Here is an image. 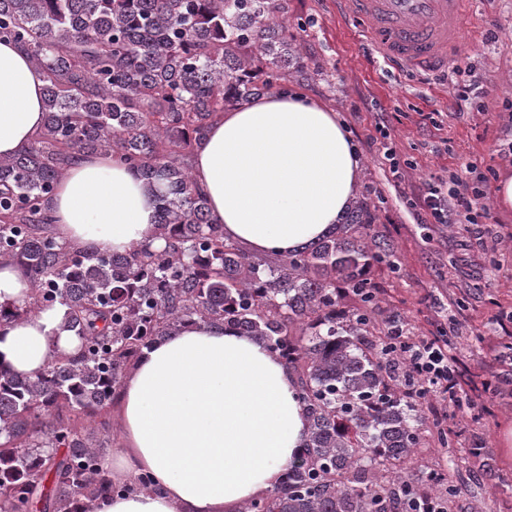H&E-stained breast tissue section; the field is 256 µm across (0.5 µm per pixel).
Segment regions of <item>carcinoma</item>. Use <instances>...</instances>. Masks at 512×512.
Returning <instances> with one entry per match:
<instances>
[{
	"label": "carcinoma",
	"mask_w": 512,
	"mask_h": 512,
	"mask_svg": "<svg viewBox=\"0 0 512 512\" xmlns=\"http://www.w3.org/2000/svg\"><path fill=\"white\" fill-rule=\"evenodd\" d=\"M287 18L288 0H0V41L46 81L42 131L0 158V261L32 281L23 304L0 305V323L59 304L81 340L35 373L0 368V512H83L85 498L150 489L147 476L113 482L72 417H101L143 349L190 324L264 343L296 374L309 421L280 487L239 512H411L419 500L454 512L453 484L421 455L448 434L386 368L369 273L397 258L370 194L328 236L261 259L224 238L188 168L218 116L323 74ZM85 153L164 184L163 248L88 253L57 238L49 201ZM344 295L355 304L340 310Z\"/></svg>",
	"instance_id": "obj_1"
}]
</instances>
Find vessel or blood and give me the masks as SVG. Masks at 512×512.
I'll list each match as a JSON object with an SVG mask.
<instances>
[{"instance_id": "vessel-or-blood-1", "label": "vessel or blood", "mask_w": 512, "mask_h": 512, "mask_svg": "<svg viewBox=\"0 0 512 512\" xmlns=\"http://www.w3.org/2000/svg\"><path fill=\"white\" fill-rule=\"evenodd\" d=\"M365 21L372 50L403 72L447 73L469 14L468 0H336Z\"/></svg>"}]
</instances>
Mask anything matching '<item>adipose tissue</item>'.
<instances>
[{
	"label": "adipose tissue",
	"instance_id": "obj_1",
	"mask_svg": "<svg viewBox=\"0 0 512 512\" xmlns=\"http://www.w3.org/2000/svg\"><path fill=\"white\" fill-rule=\"evenodd\" d=\"M45 78L0 43V157L45 121ZM361 157L336 112L301 95L269 94L224 112L193 157V176L226 239L285 254L333 231L359 185ZM157 189L106 154H84L50 202L58 238L125 253L154 236ZM80 340L55 306L0 326V367L30 374ZM121 443L113 479L156 485L85 502L86 512H238L279 486L308 421L285 363L232 329L194 325L143 350L119 390Z\"/></svg>",
	"mask_w": 512,
	"mask_h": 512
}]
</instances>
